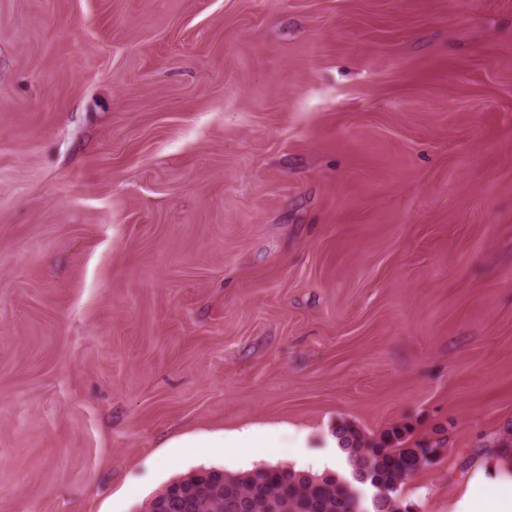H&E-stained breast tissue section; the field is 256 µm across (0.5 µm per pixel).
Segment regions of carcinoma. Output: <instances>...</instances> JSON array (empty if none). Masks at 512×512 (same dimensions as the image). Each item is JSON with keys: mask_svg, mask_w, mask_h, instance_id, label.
<instances>
[{"mask_svg": "<svg viewBox=\"0 0 512 512\" xmlns=\"http://www.w3.org/2000/svg\"><path fill=\"white\" fill-rule=\"evenodd\" d=\"M408 428L392 424L373 436L342 424L334 434L347 456L349 477L317 474L289 466H267L237 472L203 469L166 485L151 498L145 512H410L398 496L413 473L435 464L441 442L405 445ZM374 489L371 507L357 486Z\"/></svg>", "mask_w": 512, "mask_h": 512, "instance_id": "1", "label": "carcinoma"}]
</instances>
